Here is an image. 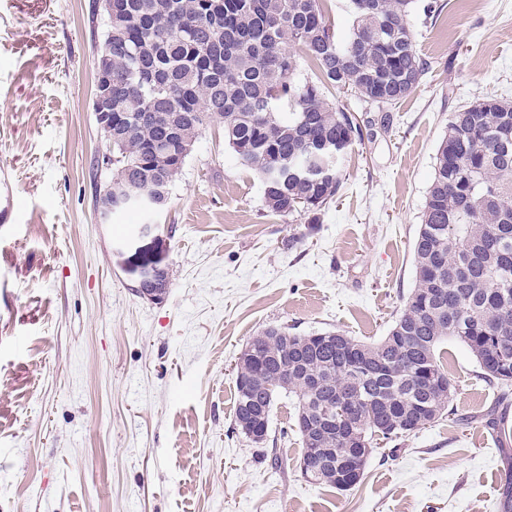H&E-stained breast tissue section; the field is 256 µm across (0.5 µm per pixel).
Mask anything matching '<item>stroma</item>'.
<instances>
[{"mask_svg": "<svg viewBox=\"0 0 512 512\" xmlns=\"http://www.w3.org/2000/svg\"><path fill=\"white\" fill-rule=\"evenodd\" d=\"M97 40L91 0H0V173L18 197L0 223V512H497L512 442L473 418L502 387L455 339L437 355L460 421L375 451L343 493L303 478L294 396L264 445L235 430L234 397L269 327L387 334L450 113L512 101V0H446L416 36L429 71L389 116L337 93L367 127L313 227L267 213L216 123L162 209L99 223ZM146 224L164 243L159 301L125 267Z\"/></svg>", "mask_w": 512, "mask_h": 512, "instance_id": "stroma-1", "label": "stroma"}]
</instances>
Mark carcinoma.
I'll return each mask as SVG.
<instances>
[{
    "label": "carcinoma",
    "mask_w": 512,
    "mask_h": 512,
    "mask_svg": "<svg viewBox=\"0 0 512 512\" xmlns=\"http://www.w3.org/2000/svg\"><path fill=\"white\" fill-rule=\"evenodd\" d=\"M323 0H93L102 39L94 58L112 72V181L117 211L133 185L160 209L182 171L163 154L177 141L188 158L211 123L263 185L266 209L314 224L336 197L347 151L363 138L355 113L329 89L380 112L403 103L428 68L416 24L444 5L351 0L342 41ZM313 75L297 77L302 64ZM415 282L387 334L366 343L340 332L291 335L269 327L236 367L235 426L269 431L276 398L293 393L305 478L338 492L357 485L373 437L402 438L454 415L455 389L436 356L453 337L483 377L512 382V103L484 97L451 113L413 247ZM327 386L304 390L305 376ZM494 433L503 417L478 419Z\"/></svg>",
    "instance_id": "obj_1"
}]
</instances>
